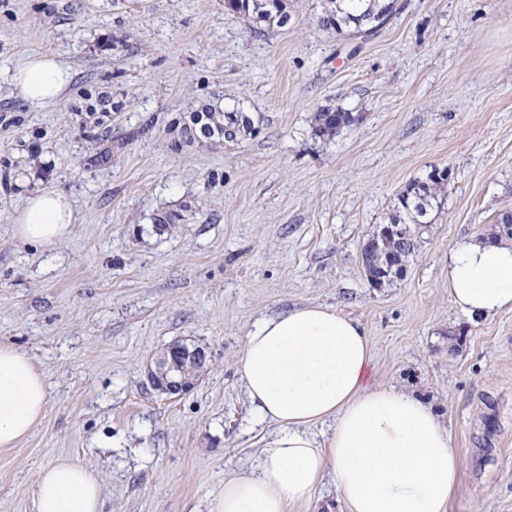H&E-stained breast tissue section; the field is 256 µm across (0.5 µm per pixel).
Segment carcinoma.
Returning <instances> with one entry per match:
<instances>
[{
  "instance_id": "carcinoma-1",
  "label": "carcinoma",
  "mask_w": 512,
  "mask_h": 512,
  "mask_svg": "<svg viewBox=\"0 0 512 512\" xmlns=\"http://www.w3.org/2000/svg\"><path fill=\"white\" fill-rule=\"evenodd\" d=\"M326 7L336 13V24L340 29L352 28L356 32L378 30L384 22L379 17L380 9L385 6L381 0H324ZM234 13L248 14V19L258 22H274L282 27L288 23V0H238ZM114 105L109 96L94 94L84 90L70 105V111L89 113L81 125L82 134L90 143L104 145L106 149L99 152L89 162L105 164L112 158V126L107 124V114ZM208 115L207 122L214 130L222 131L224 138L232 141L248 126H239V112L224 109L221 103L207 100H194L187 112L173 119L170 125L188 130L186 123L198 113ZM336 134V125L330 117V110L321 109L314 115L312 135L331 138ZM448 188L443 179H436L431 174L413 181L399 196L397 205L389 215L393 224L403 227V234L395 239L384 240L380 237L369 239L361 252L362 268L367 280L378 284L375 276L382 275L383 280L396 279L403 275L407 259L415 254L417 241L415 229L423 224L433 223L432 214L437 202Z\"/></svg>"
}]
</instances>
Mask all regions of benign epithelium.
<instances>
[{"label":"benign epithelium","instance_id":"obj_1","mask_svg":"<svg viewBox=\"0 0 512 512\" xmlns=\"http://www.w3.org/2000/svg\"><path fill=\"white\" fill-rule=\"evenodd\" d=\"M208 362L205 348L195 344L174 343L147 365V382L152 389L162 394L184 395L195 387Z\"/></svg>","mask_w":512,"mask_h":512}]
</instances>
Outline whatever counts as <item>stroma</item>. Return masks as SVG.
Returning <instances> with one entry per match:
<instances>
[{
    "label": "stroma",
    "instance_id": "1",
    "mask_svg": "<svg viewBox=\"0 0 512 512\" xmlns=\"http://www.w3.org/2000/svg\"><path fill=\"white\" fill-rule=\"evenodd\" d=\"M399 4L363 38L323 27V0H288L260 33L224 0H0V343L47 383L40 421L0 449V512H33L62 459L94 471L104 512H208L275 431L237 372L245 338L309 304L365 328L370 382L440 415L463 459L449 512H512V311L472 321L448 299L449 249L512 212V0ZM34 52L70 70L53 104L13 82ZM87 86L120 105L99 166L69 110ZM214 94L255 134L175 149L170 120ZM325 108L356 121L313 138ZM435 166L451 180L433 223L403 277L371 287L366 240ZM48 189L71 200V235L19 241L16 212ZM160 210L185 219L158 230ZM176 341L211 361L167 396L145 369Z\"/></svg>",
    "mask_w": 512,
    "mask_h": 512
}]
</instances>
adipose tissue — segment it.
I'll return each instance as SVG.
<instances>
[{
	"instance_id": "1",
	"label": "adipose tissue",
	"mask_w": 512,
	"mask_h": 512,
	"mask_svg": "<svg viewBox=\"0 0 512 512\" xmlns=\"http://www.w3.org/2000/svg\"><path fill=\"white\" fill-rule=\"evenodd\" d=\"M70 83L57 57L33 54L15 85L30 103L62 97ZM67 196L27 199L15 235L51 247L71 232ZM448 297L467 317L512 311V243L463 240L448 251ZM371 341L336 308L313 304L262 318L246 337L238 372L260 420L277 427L257 465L231 477L210 512H305L333 478L348 512H448L462 458L439 415L421 398L370 386ZM45 377L17 348L0 343V448L13 447L41 418ZM332 422L329 435L312 426ZM34 512H103L98 479L60 460L34 485Z\"/></svg>"
}]
</instances>
